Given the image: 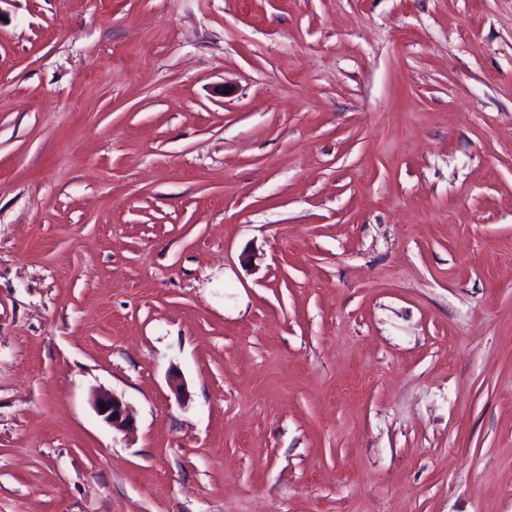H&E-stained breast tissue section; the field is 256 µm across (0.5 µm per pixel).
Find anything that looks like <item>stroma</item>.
I'll use <instances>...</instances> for the list:
<instances>
[{"label": "stroma", "mask_w": 512, "mask_h": 512, "mask_svg": "<svg viewBox=\"0 0 512 512\" xmlns=\"http://www.w3.org/2000/svg\"><path fill=\"white\" fill-rule=\"evenodd\" d=\"M0 512H512V0H0ZM105 403L104 409H101ZM96 414L117 431H128L133 427V416L129 405L116 394L100 393L93 402Z\"/></svg>", "instance_id": "obj_1"}]
</instances>
